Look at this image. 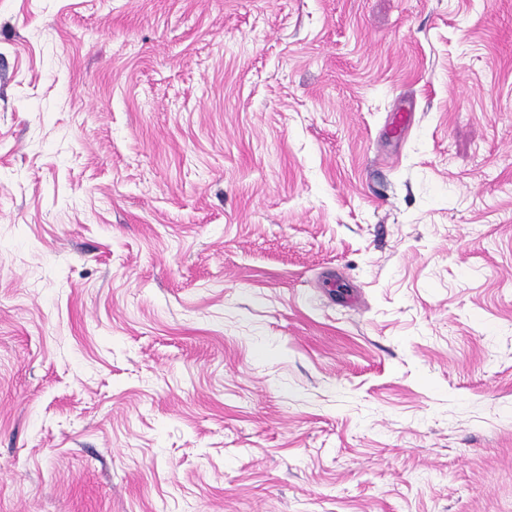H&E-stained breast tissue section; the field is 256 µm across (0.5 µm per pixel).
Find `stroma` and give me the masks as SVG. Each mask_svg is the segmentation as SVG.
<instances>
[{
    "mask_svg": "<svg viewBox=\"0 0 512 512\" xmlns=\"http://www.w3.org/2000/svg\"><path fill=\"white\" fill-rule=\"evenodd\" d=\"M0 512H512V0H0Z\"/></svg>",
    "mask_w": 512,
    "mask_h": 512,
    "instance_id": "1",
    "label": "stroma"
}]
</instances>
